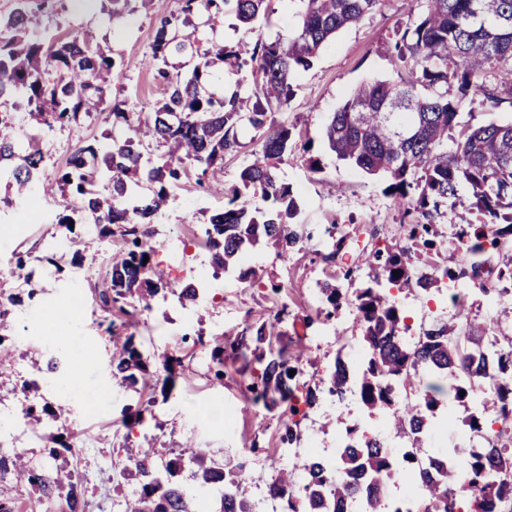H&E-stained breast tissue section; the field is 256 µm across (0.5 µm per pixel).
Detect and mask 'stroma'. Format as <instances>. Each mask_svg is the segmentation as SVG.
<instances>
[{"mask_svg": "<svg viewBox=\"0 0 512 512\" xmlns=\"http://www.w3.org/2000/svg\"><path fill=\"white\" fill-rule=\"evenodd\" d=\"M131 5V11L117 20L97 9L79 12L69 8L45 15L43 25L53 33L74 29L91 33L110 51L118 66L119 77L112 84L113 102L129 112L148 111L163 97V86L150 62V45L161 19L179 16L181 4L179 0H131ZM266 7L270 16L256 20L254 37L267 41L290 38L301 21L303 0H268ZM421 9L420 0H384L381 9L360 24L341 29L321 49L312 67L298 73L294 97L270 112V120L294 127L298 135L292 150L278 164L276 174L292 188L299 205L296 221L312 238L304 249L285 259L270 247L254 250L253 265L261 271L259 282L241 279L235 269L220 273L213 270L212 252L198 227L205 217L223 210L225 196L201 189L193 167L171 188L169 208L159 225L172 227L179 238L180 254L172 256L160 247L153 262L177 285L199 281L204 289L193 302L181 300L175 293H160L152 310L134 317L132 330L142 344L146 363H155L164 353L178 351L182 364L172 388L151 381L133 391L112 377V342L106 327L111 322L122 323L124 317L120 312L103 310L87 276L88 270L102 273L108 269L112 252L107 242L82 235L76 254L62 259L61 273L48 278L41 275L44 241L58 232L59 214L79 208L80 201L34 187L31 199L36 204V220L10 235L6 243H0V269L9 267L14 251L25 252L29 267L37 271L38 288L32 306L11 314L14 329L26 325L30 333L23 342L9 346L14 364L8 376L0 377V414L15 406L24 384L39 382L37 403L61 412L52 432L73 435L76 451L67 455L66 462L85 489V512H122L124 496L131 494L135 486L134 480L120 475L127 463L124 447L137 445L144 433L159 429L164 430L167 442L174 447L184 439H192L205 463L228 470L245 466L256 512H266L267 486L273 471L292 465L282 456V410L254 405L232 363H225L223 380H216L211 353L218 343L242 334L247 325L278 315L282 318L279 329L284 342L291 350L304 354L301 381L315 386L337 356L361 347L355 308L345 305L332 317H325L320 312L317 289L323 281L340 275L343 268L361 265L363 248L404 245L400 228L403 210L385 195V176L364 173L339 159L328 146L325 130L333 112L361 83L394 79L392 37ZM192 23L197 31V47L202 51L220 46L234 50L245 38L229 11L217 16L200 14L193 17ZM204 89L221 97L237 94L245 112L251 111L255 102L249 70L229 63L213 68ZM109 127L101 114L75 131L35 125L30 132L44 156L47 174L52 175L66 165L77 139L101 140ZM482 220L475 210L442 208L437 224L444 235V245L435 255V262L460 268L467 257V245L457 239L456 231L467 224L480 225ZM330 226L346 239L343 259L335 264L323 259L331 250L326 234ZM471 286L466 277L446 280L427 290L414 284L396 293L395 298L416 332L453 316L455 309L449 297L458 287L466 289V306L478 318L499 315L512 321V291L487 300L471 295ZM61 302L74 307L78 316L66 333L51 340L45 336L38 317ZM71 336L86 339L95 350L96 363L85 368L76 357L61 368L60 374L66 377L80 372L85 397L101 401L94 413L71 405L66 390L41 384L47 360L66 348ZM128 407L144 410L143 424L130 431L121 423ZM439 411L441 416L427 442L429 449L451 448L468 439L481 445V438L472 437L463 423V408L451 411L443 405ZM384 422L383 414L368 412L360 405L338 410L321 399L300 421L297 443L304 446L315 442L317 455L332 462L346 427L354 425L359 434H380L387 446L399 447L400 437L385 431ZM0 502L13 512H66L64 496L55 494L38 501L26 487L9 480L0 482Z\"/></svg>", "mask_w": 512, "mask_h": 512, "instance_id": "1", "label": "stroma"}]
</instances>
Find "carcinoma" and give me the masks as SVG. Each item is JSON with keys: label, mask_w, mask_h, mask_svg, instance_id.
<instances>
[{"label": "carcinoma", "mask_w": 512, "mask_h": 512, "mask_svg": "<svg viewBox=\"0 0 512 512\" xmlns=\"http://www.w3.org/2000/svg\"><path fill=\"white\" fill-rule=\"evenodd\" d=\"M14 2L8 15H0V97H10L15 109L49 129L70 130L107 108L112 114V130L105 134L110 149L78 141L66 167L45 185L81 199V211L96 222L97 236L113 246L111 268L90 284L105 311L116 308L133 317L151 310L160 290L173 289L164 270L144 262L154 252L147 243L148 225L164 215L169 187L188 166L201 169V185L209 172L224 168V157L239 151L235 128L242 123L260 132V148L241 170L239 185H208L228 197L224 211L202 223L213 251V276L239 264L243 253L260 244L274 247L282 257L304 247L308 235L302 225L289 223L297 215L296 198L274 172L293 145L295 132L285 124H269L266 107L288 102L294 74L309 69L339 30L369 17L382 0H304L305 11L291 39L241 42L232 52L235 64L250 70L254 93L264 98L250 112L239 111L235 95L215 98L199 92L212 61L195 63L187 78L169 70L170 59L196 50L195 32L180 29L171 19L160 22L152 43L151 59L165 85L163 99L151 112H126L107 97L117 73L115 60L90 34L42 31V17L63 0ZM180 2L186 16L202 10L220 14L229 8L248 33L266 12V0ZM391 55L397 79L359 86L333 113L325 131L328 144L356 168L387 176L388 196L404 204L408 217L401 225L403 235L428 256L442 243L435 222L441 206L453 198L478 209L485 216L480 229L457 231L462 239H475L467 269L460 272L431 262L417 284L426 289L465 274L476 292L500 294L497 283L512 281V122L458 127L449 90L454 86L461 96L480 93L495 107L512 106V0H425L424 9L396 32ZM153 143L163 148L156 162L145 156ZM43 175L42 153L19 135L14 115L1 112L0 183L6 192L0 203L27 198ZM461 185L468 192L464 199L458 195ZM487 245L502 253L494 269L482 258ZM415 255L409 247L370 253L367 277L389 285L388 291L364 288L351 300L326 282L319 294L334 311L344 303L355 305L364 346L359 356L336 359L322 380L324 388L337 398L353 392L368 411H383L385 427L407 439L402 456L409 464L406 476L422 494L388 501L385 485L395 472L391 451L381 437L358 441L349 430L338 466L308 455L276 471L268 495L284 504L283 512H512V336L506 337L508 348L498 346V335L504 334L500 322H480L461 306L453 320H441L409 340L406 316L391 290L410 287ZM14 259L9 273L23 279L28 289L0 293V347L12 334L11 309L37 295L34 272L23 255L16 253ZM280 321L278 317L250 328V335L229 348L241 362L240 373L251 378L255 402L285 406L288 424L281 441L290 445L297 438L294 418L305 416L318 395L311 388L300 390V356L282 343ZM177 363L176 356L167 355L155 374L171 384ZM140 375L148 370L135 336L113 337L112 377L134 387ZM433 377L448 382L449 403L464 407V423L486 442L480 448L435 450L431 458L440 463L435 473L412 467L416 456L426 453L424 443L439 406L436 394L443 390L430 382ZM401 387L422 395L400 404ZM25 417L39 438L59 413L34 404ZM160 438L144 436L147 447L128 458L139 487L125 500L123 512H209L203 501L172 481L178 470L194 465L198 470L193 477L219 494L215 512H255L245 466L235 473L205 466L190 442L173 457L159 458L155 448ZM51 442L47 453L55 460L73 451L67 436H54ZM6 472L38 499L66 491L68 512H84L72 472L31 467L24 452L0 448V481Z\"/></svg>", "instance_id": "1"}]
</instances>
